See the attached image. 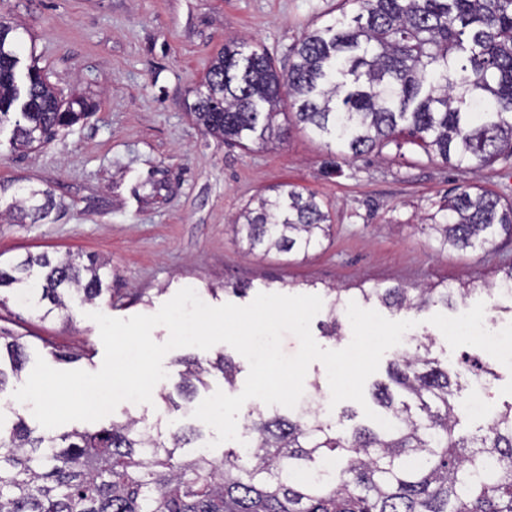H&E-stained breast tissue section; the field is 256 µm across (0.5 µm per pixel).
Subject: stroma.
Masks as SVG:
<instances>
[{
  "mask_svg": "<svg viewBox=\"0 0 512 512\" xmlns=\"http://www.w3.org/2000/svg\"><path fill=\"white\" fill-rule=\"evenodd\" d=\"M342 14L341 0H0V16L18 26L26 45L21 66L37 61L60 95L83 92L95 104L87 119L31 150L14 148L12 123L0 124V264L38 253L108 262L101 298L74 304L66 317L26 303L19 287L0 290V329L27 337L29 355L55 369L95 372L104 348L89 312L152 315L184 287L211 306H245L261 292L322 297L333 287L357 302L364 287L463 280L471 293L458 308L383 315L413 320L412 338L433 334L442 363L469 357L492 367L484 411L465 415L461 431H475L511 403L512 359L442 327L472 314L512 336V299L489 288L512 263V242L441 251L421 219L461 187L512 197V167L456 169L408 145L351 159L294 124L284 140L245 151L206 133L187 109L225 42L248 41L281 66L304 32ZM291 188L332 205L330 241L305 258L245 253L231 230L235 215L257 197ZM32 189L50 191L54 201L35 223L10 212ZM228 282L245 293L225 290ZM188 353L232 357L234 389L242 391L249 364L231 346L175 349L164 358L168 377L152 403L123 402L87 430L130 417L154 423L162 394L179 381L176 361Z\"/></svg>",
  "mask_w": 512,
  "mask_h": 512,
  "instance_id": "obj_1",
  "label": "stroma"
}]
</instances>
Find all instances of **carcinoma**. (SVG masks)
<instances>
[{"mask_svg":"<svg viewBox=\"0 0 512 512\" xmlns=\"http://www.w3.org/2000/svg\"><path fill=\"white\" fill-rule=\"evenodd\" d=\"M349 21L305 32L288 68L264 50L231 41L217 54L193 113L206 132L244 150L281 138L284 105L299 124L355 159L393 144H410L427 159L457 168L512 160V0H342ZM17 26L0 19V122L14 118L12 143L33 149L88 115L81 95L61 97L36 63L17 84ZM45 202L20 209L46 217ZM437 248L483 250L512 239V199L466 187L426 216ZM329 205L288 190L244 211L233 224L238 243L264 255L307 256L330 239ZM102 262L29 256L0 267V288L42 270L44 315L69 314L72 294L102 296ZM331 288L322 333L344 336L346 305ZM364 300L387 309L421 311L465 302L469 288H362ZM427 336L389 363V382H376L372 402L394 429L358 424L351 430L322 416H269L250 410L243 437L220 458H186L191 427L161 428L141 419L96 432L37 433L21 417L0 428V512H512V403L474 435L457 427L459 380L479 362L450 370L432 356ZM29 342L0 330V393L18 376ZM178 395L191 402L219 372L235 384L238 368L224 354L184 357ZM334 458L336 472L323 470ZM298 472L310 474L296 481Z\"/></svg>","mask_w":512,"mask_h":512,"instance_id":"1","label":"carcinoma"}]
</instances>
